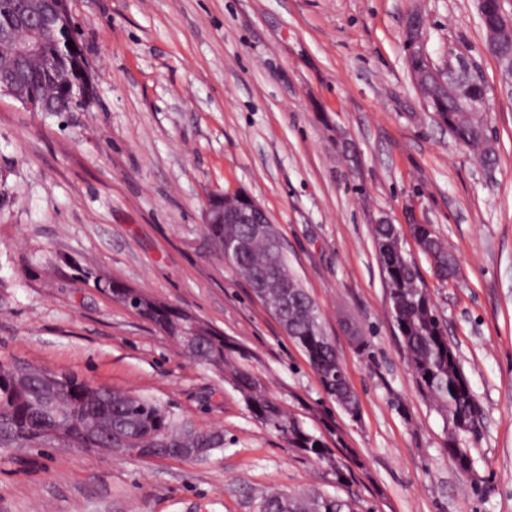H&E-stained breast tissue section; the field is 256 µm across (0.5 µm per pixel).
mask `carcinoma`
Returning a JSON list of instances; mask_svg holds the SVG:
<instances>
[{
	"label": "carcinoma",
	"instance_id": "obj_1",
	"mask_svg": "<svg viewBox=\"0 0 512 512\" xmlns=\"http://www.w3.org/2000/svg\"><path fill=\"white\" fill-rule=\"evenodd\" d=\"M490 8L480 17L483 28L498 23L501 9L509 4L489 0ZM467 80L460 74L448 77V93H438L435 110L443 115L454 139L481 150L483 159L490 151L481 149L484 122L464 111L469 97ZM78 91L61 90L49 104L51 112L72 110ZM219 257L233 266L245 280L257 273L276 279L281 287L270 289L264 306L279 322L289 338L308 358L322 387L332 399L346 395L348 383L336 376L340 359L327 336L322 313L314 300L288 272L286 255L272 257L263 240L242 246L238 237L249 234L246 224L207 225ZM419 250L430 260L434 276L448 280L453 258L432 229L411 226ZM400 234L394 224H377L374 242L385 273L392 304V317L401 333L408 362L426 396L435 401L446 419L469 423L477 414L472 390L459 376L460 362L448 353V339L426 288L412 287L422 281L417 266L405 252L395 249ZM139 315L168 336L192 360H199L218 372L240 392L252 417L280 434L288 446L302 455L336 468V480L343 478L336 466L335 453L321 435L304 428L267 395L263 381L247 368L250 354L218 332L195 329L185 335L193 322L184 309L163 304ZM99 422L112 425V433L91 427ZM64 423L71 424L63 443L68 448H134L142 457L199 460L224 447L221 430L200 431L176 417L164 402L131 391L95 386L78 377L50 370L21 368L0 362V448H46ZM256 512H355L353 503L336 496L310 491L300 496L273 491L262 495Z\"/></svg>",
	"mask_w": 512,
	"mask_h": 512
}]
</instances>
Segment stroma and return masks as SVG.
<instances>
[{
	"label": "stroma",
	"instance_id": "stroma-1",
	"mask_svg": "<svg viewBox=\"0 0 512 512\" xmlns=\"http://www.w3.org/2000/svg\"><path fill=\"white\" fill-rule=\"evenodd\" d=\"M91 65L84 112L0 98V361L77 374L168 403L224 433L204 461L83 448L0 451V512H254L275 488L357 512H512V96L474 0H70ZM427 19L444 65L466 48L494 94L496 160L479 164L424 108L404 25ZM241 192L275 225L356 395L349 416L214 252L210 194ZM397 225L483 419L462 445L420 390L372 236ZM457 261L438 281L411 233ZM188 309L251 352L269 396L348 471L288 447L240 394L93 282Z\"/></svg>",
	"mask_w": 512,
	"mask_h": 512
}]
</instances>
